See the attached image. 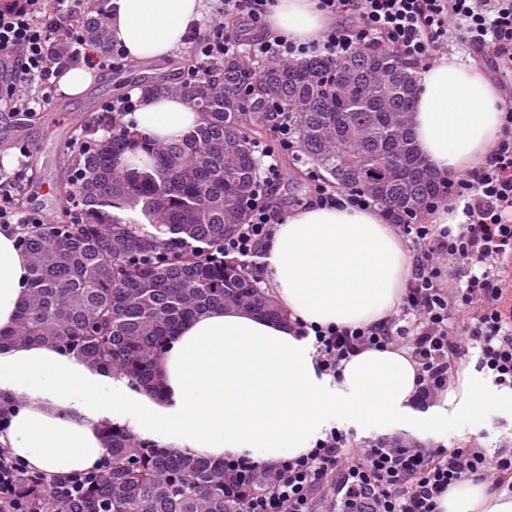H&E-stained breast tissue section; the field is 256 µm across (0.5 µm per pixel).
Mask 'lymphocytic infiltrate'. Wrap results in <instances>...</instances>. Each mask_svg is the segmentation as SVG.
Masks as SVG:
<instances>
[{
	"instance_id": "1",
	"label": "lymphocytic infiltrate",
	"mask_w": 512,
	"mask_h": 512,
	"mask_svg": "<svg viewBox=\"0 0 512 512\" xmlns=\"http://www.w3.org/2000/svg\"><path fill=\"white\" fill-rule=\"evenodd\" d=\"M270 0H218V16L208 34L190 42L197 66L184 81L234 53L237 23L246 19L263 32L247 45L255 62L322 56L340 59L361 44H374L417 67H429L448 53V35L481 56L512 67V0H318L339 17L321 39L301 42L269 30ZM12 59L7 98L13 114H31L49 105L58 79L70 67L103 70L122 61L120 52L103 55L84 38L81 15L71 0H9L0 6V56ZM248 224L226 238L225 260L251 266L258 247L273 234L278 213L269 200L286 172L278 156L260 164ZM27 179L26 164L0 168V225L24 230L44 226L42 216L22 213L16 201ZM309 201L325 207L345 201L368 209V194L332 184L309 171ZM446 201L464 205L458 225L432 224L414 214L387 217L413 253V272L401 299L384 321L357 327H314L313 346L323 372L336 374L342 362L366 349L405 346L419 364L418 396L447 390L456 364L476 355L477 367L500 387L512 389V106L504 108L500 134L476 170L448 178L428 211ZM105 467L65 477L41 478L10 452H0V505L23 512L19 478L44 480L55 493L70 496L79 485L102 478ZM274 479L262 494L246 500L242 512H438L451 487L474 480L489 492L512 495V451L488 455L472 447L430 448L383 440L354 445L349 433L331 427L308 453L272 468Z\"/></svg>"
}]
</instances>
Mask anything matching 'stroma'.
<instances>
[{
  "label": "stroma",
  "mask_w": 512,
  "mask_h": 512,
  "mask_svg": "<svg viewBox=\"0 0 512 512\" xmlns=\"http://www.w3.org/2000/svg\"><path fill=\"white\" fill-rule=\"evenodd\" d=\"M195 62L191 45H184L166 60L125 64L96 73L84 96L70 98L55 94L45 111L25 116L22 122L0 113V158L11 154L14 141L28 144L30 183L19 206L35 211L48 222H62L59 187L68 178V169L77 153L72 143L77 135L94 136V123L104 102L124 93H134L147 80L179 82L184 69ZM427 445H474L493 453L512 448V413L490 406L476 421L449 419L447 426L428 437Z\"/></svg>",
  "instance_id": "stroma-1"
}]
</instances>
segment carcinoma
I'll return each mask as SVG.
<instances>
[{"mask_svg":"<svg viewBox=\"0 0 512 512\" xmlns=\"http://www.w3.org/2000/svg\"><path fill=\"white\" fill-rule=\"evenodd\" d=\"M107 3L90 0L82 19L85 38L102 51L110 48ZM416 92L411 66L377 45L336 60L256 65L228 57L197 81L144 86L146 94L186 98L200 123L166 143L124 125L94 142L83 179L61 189L63 199L79 203L81 221L26 234L28 294L0 347L59 344L149 387L168 339L197 314L245 305L286 318L252 271L210 255L248 218L255 144L286 120L300 152L340 186L420 213L443 180L414 146ZM137 208L172 237L154 242L117 215ZM102 435V480L74 500L29 490L22 480L27 512H242L273 478L263 466L231 478L222 460L162 448L124 426L108 423Z\"/></svg>","mask_w":512,"mask_h":512,"instance_id":"obj_1","label":"carcinoma"}]
</instances>
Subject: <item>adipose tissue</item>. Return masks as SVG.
<instances>
[{
  "instance_id": "adipose-tissue-1",
  "label": "adipose tissue",
  "mask_w": 512,
  "mask_h": 512,
  "mask_svg": "<svg viewBox=\"0 0 512 512\" xmlns=\"http://www.w3.org/2000/svg\"><path fill=\"white\" fill-rule=\"evenodd\" d=\"M107 8L112 44L128 62L142 63L184 45L201 0H109ZM268 20L303 42L329 24L317 0H272ZM502 119L503 106L478 68L452 55L420 72L414 138L439 177L474 170ZM199 120L176 95L145 97L132 116L137 132L161 141ZM264 253L287 319L245 307L195 317L169 339L156 387L95 370L57 344L0 348V401L10 404L0 442L31 467L64 476L104 456L100 425L110 421L168 449L274 465L307 453L338 420L423 439L452 412L477 419L493 403L512 411V394L490 399L466 368L436 405L417 410L418 365L401 347L364 351L334 375L319 370L313 339L300 335L299 324L381 321L409 279L410 257L382 211L303 206L282 217ZM27 293V256L11 232L0 231V333L14 330ZM438 512H512V497L469 480L441 498Z\"/></svg>"
}]
</instances>
